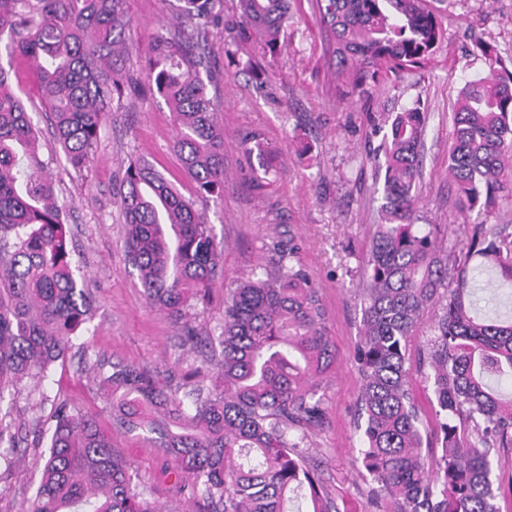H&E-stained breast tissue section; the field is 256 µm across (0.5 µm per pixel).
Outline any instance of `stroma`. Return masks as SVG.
<instances>
[{
	"instance_id": "1",
	"label": "stroma",
	"mask_w": 512,
	"mask_h": 512,
	"mask_svg": "<svg viewBox=\"0 0 512 512\" xmlns=\"http://www.w3.org/2000/svg\"><path fill=\"white\" fill-rule=\"evenodd\" d=\"M223 2L228 26L210 30L206 54L217 72L209 95L224 127V197L198 201L197 207L224 243V274L213 284L210 303L178 321L148 305L126 256V226L117 204L134 157L154 164L184 197L196 196L173 150L171 113L149 89L144 69L157 32L178 24L176 0H127L124 68L138 90L113 105L89 166L79 172L54 139L28 61L0 54V66L9 71L38 131L41 153L54 158L73 257L95 298L82 336L43 381L41 392H34L33 381H24L18 396L0 402V411L13 419L40 416L49 431L52 406L41 403V395L60 392L78 407L101 409L93 376L84 369L97 355L147 369L176 396L189 385H211L213 351L187 342V331L217 332L226 288L271 266L273 243L291 236L299 246L297 261L320 288L339 354L326 388L327 422L308 438L309 461L338 512H394L392 499L371 496L356 429L360 378L354 348L362 326L357 288L384 202V176L373 160L382 137L373 126L382 116L408 108L426 112L418 222L431 227L441 247L459 242L476 215L460 211L448 174L452 116L463 86L487 71L476 40L512 57V0H428L445 28L432 59L423 68L381 76L349 103L337 95L322 67L324 43L312 0H291V18L272 58L232 28L237 0ZM255 135L269 143L271 155L245 151V140ZM112 444L126 460L133 485L150 488L166 512H203V503L176 494L173 475L149 442L116 430ZM41 455L32 447L13 466H0V512H22L39 484Z\"/></svg>"
}]
</instances>
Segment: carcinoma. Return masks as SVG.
I'll return each instance as SVG.
<instances>
[{"label": "carcinoma", "mask_w": 512, "mask_h": 512, "mask_svg": "<svg viewBox=\"0 0 512 512\" xmlns=\"http://www.w3.org/2000/svg\"><path fill=\"white\" fill-rule=\"evenodd\" d=\"M180 28L155 38L149 83L172 112L174 151L206 201L224 194V128L213 112L202 34L224 25L223 0H177ZM327 42L324 68L351 100L382 73L422 67L445 37L426 0H315ZM237 26L269 54L289 19V0H238ZM125 0H0L7 55L28 57L39 75L45 115L67 162L88 166L112 101L136 88L117 61L128 53ZM488 71L462 88L454 112L448 172L461 207L489 218L512 197V70L481 42ZM427 115L384 120V223L373 236L359 289L362 336L354 359L361 381L357 430L377 496L397 512H496L492 458L512 447V398L489 381L512 379V319L491 318L473 299L493 271L495 291L512 290V232L473 225L443 250L416 224ZM53 158L39 151L22 97L0 65V400L25 379L48 377L66 358L92 298L75 274L57 204ZM124 248L151 306L178 320L209 302L223 273L224 244L195 203L142 158L130 160L118 198ZM277 259L224 297L217 340L220 384L174 397L134 364L96 360L112 427L149 441L185 478L179 493L206 512H337L308 436L326 423L325 387L337 361L328 314L293 238ZM428 336L417 339L422 325ZM429 384L441 456L422 454L414 386ZM55 421L41 477L25 512H161L136 491L112 433L97 414L52 400ZM43 435L40 418H0V463L10 466Z\"/></svg>", "instance_id": "obj_1"}]
</instances>
